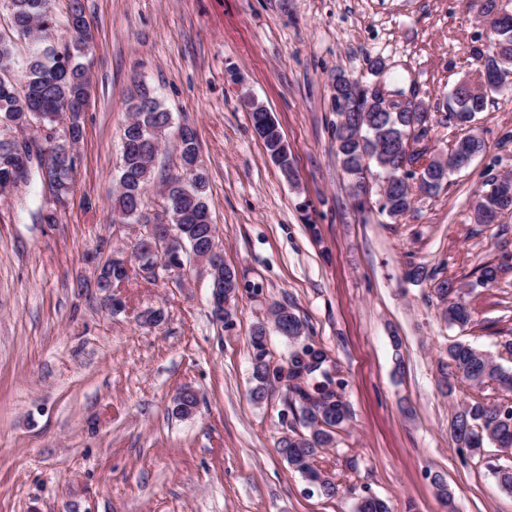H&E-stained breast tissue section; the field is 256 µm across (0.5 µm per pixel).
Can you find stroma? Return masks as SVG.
Masks as SVG:
<instances>
[{
	"label": "stroma",
	"mask_w": 512,
	"mask_h": 512,
	"mask_svg": "<svg viewBox=\"0 0 512 512\" xmlns=\"http://www.w3.org/2000/svg\"><path fill=\"white\" fill-rule=\"evenodd\" d=\"M83 3L94 39L75 195L54 224L32 218L38 182L0 196V512H353L364 494L391 512H512L484 462L458 453L437 369L460 339L512 370V272L470 286L483 265H512V215L471 219L483 181L512 173V94L476 115L483 152L395 221L355 207L333 138L334 76L371 82L365 62L379 57L389 88L432 113L430 155L447 153L462 135L444 119L447 96L488 34L468 0ZM140 84L173 125L198 132L221 253L239 280L232 326L212 320L211 283L194 269L180 286L119 289L117 315L93 285L125 237L112 196ZM251 99L276 119L294 180L254 133ZM412 263L460 285L476 325L448 328L432 282L405 281ZM275 303L340 367L353 420L314 459L331 497L278 451L285 390L250 398L249 336ZM157 308L164 321L142 325ZM185 386L200 405L180 419L171 401Z\"/></svg>",
	"instance_id": "1"
}]
</instances>
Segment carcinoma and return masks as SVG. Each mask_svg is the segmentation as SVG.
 Listing matches in <instances>:
<instances>
[{
    "label": "carcinoma",
    "mask_w": 512,
    "mask_h": 512,
    "mask_svg": "<svg viewBox=\"0 0 512 512\" xmlns=\"http://www.w3.org/2000/svg\"><path fill=\"white\" fill-rule=\"evenodd\" d=\"M496 0H482L487 15L489 33L488 48L480 53L486 68L512 72V13L493 16ZM12 27L16 34L25 33L29 48L22 75V82L14 79L17 66L15 44L12 39L0 36V118L27 109L38 112L36 121L43 125L46 136L52 137L54 124L67 117V105L84 94L90 85L88 68L83 58L91 45L88 40L55 42L54 0H10ZM495 91L477 94L454 90L448 96V120L459 126L470 124L477 113L484 111ZM362 110L360 138L353 140L342 131L343 124L335 125L336 155L343 170L353 180L369 174L377 176L376 195L380 213L395 220L411 210L413 198L401 177L396 158L389 144L409 136L418 130L413 124L417 113L411 107L401 108V103L386 105L383 98L373 96L359 102ZM132 121L124 128L121 164L118 172V192L113 198L112 215H119L129 224L139 223L147 213V187L152 170L147 156L168 133L170 120L162 104L145 87H140L130 100ZM257 125L263 128V145L271 161L281 173L290 170L291 154L285 144L274 117L261 112L254 115ZM12 131L5 125L0 131V177L20 167V159L11 150L4 134ZM483 149L482 140L471 135L459 142L452 151L453 162L431 157L421 173L417 191L432 195L448 182V170L462 164V159ZM178 156L179 168L196 162L195 172L189 181L181 182L178 176L165 183L163 207L169 210L170 224L188 246V252L201 250L215 238L216 226L209 215L207 201L208 175L199 159L196 129L181 137ZM77 163L65 167H51L39 178L41 194L51 198L52 206L39 209L34 215L40 223L55 224L62 214L58 203L73 197L76 185ZM496 192L490 189V181L473 206V221L486 224L495 219L498 208ZM503 264L483 266L472 288H489L508 273ZM150 281L148 271L140 266L130 270L104 265L97 276L99 289L119 287L136 278ZM212 287L224 289V302L229 304L237 294L238 279L235 269L224 266L221 275L211 272ZM406 280L420 284L435 281L434 292L440 316L450 327L465 330L472 325L471 309L459 296L454 282L437 279V273L424 265H413L405 274ZM280 331V336L290 345L288 358L283 365H275L267 349V325ZM252 374L254 382L251 395L261 402L275 388H284L291 395L287 410L280 413V423L288 424V414H299L307 433L295 437L288 435L279 442V452L288 463L299 471L308 482L315 484L325 495L333 496L336 487L332 479L313 467L319 450L333 448L336 435L352 420L350 405L340 392L343 386L337 363L322 348L306 342L305 324L295 310L287 305L274 304L269 309L268 323L254 327L250 336ZM446 394L453 395L455 383L472 389H481L491 383L500 390L512 393V371L497 364L490 354L460 340H450L438 360ZM451 437L458 451L471 458H484L485 447L498 450L494 460H486L500 487L512 493V462L501 453L512 449V404L506 410H498L495 404L469 399L458 404L452 411ZM354 512H389L385 501L374 496H363L354 505Z\"/></svg>",
    "instance_id": "carcinoma-1"
}]
</instances>
